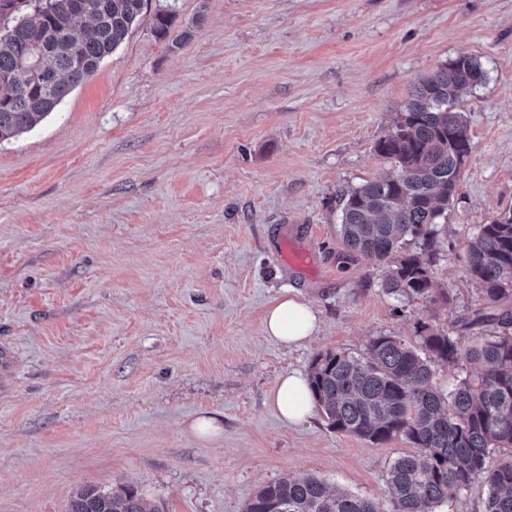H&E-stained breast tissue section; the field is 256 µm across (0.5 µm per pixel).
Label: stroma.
Segmentation results:
<instances>
[{
    "label": "stroma",
    "instance_id": "1",
    "mask_svg": "<svg viewBox=\"0 0 512 512\" xmlns=\"http://www.w3.org/2000/svg\"><path fill=\"white\" fill-rule=\"evenodd\" d=\"M148 0L97 72L0 142V512H66L85 485L138 487L167 512H244L315 475L395 512L373 444L321 411L284 423L278 379L372 337L454 331L481 301L480 225L512 207V0H177L169 47ZM460 55L487 76L463 113L471 151L439 225L431 297L339 234L343 192L391 171L375 150L414 85ZM303 246L308 264L280 258ZM320 316L288 348L264 332L286 289ZM218 435L199 437L198 418Z\"/></svg>",
    "mask_w": 512,
    "mask_h": 512
}]
</instances>
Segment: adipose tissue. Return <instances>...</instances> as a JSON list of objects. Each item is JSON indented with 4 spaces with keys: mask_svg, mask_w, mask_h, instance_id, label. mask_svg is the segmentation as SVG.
<instances>
[{
    "mask_svg": "<svg viewBox=\"0 0 512 512\" xmlns=\"http://www.w3.org/2000/svg\"><path fill=\"white\" fill-rule=\"evenodd\" d=\"M318 326L319 317L312 304L300 293L288 289L268 309L264 330L278 342L298 348L312 339ZM270 402L290 424L303 422L314 405L307 378L295 372L280 378L270 394Z\"/></svg>",
    "mask_w": 512,
    "mask_h": 512,
    "instance_id": "1",
    "label": "adipose tissue"
}]
</instances>
